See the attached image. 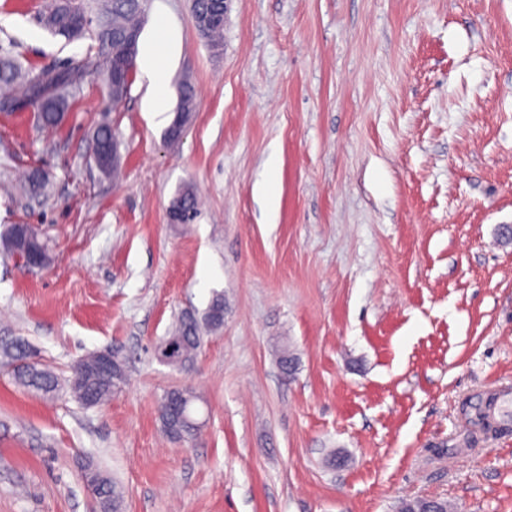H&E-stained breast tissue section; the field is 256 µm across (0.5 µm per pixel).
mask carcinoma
Segmentation results:
<instances>
[{"mask_svg":"<svg viewBox=\"0 0 512 512\" xmlns=\"http://www.w3.org/2000/svg\"><path fill=\"white\" fill-rule=\"evenodd\" d=\"M141 0H107L98 12L94 31L102 57L112 54L126 60L127 68L134 70L136 55H126L124 35L140 29ZM192 14L199 35L212 48L219 49L220 34L224 30V4L221 0H192ZM45 26L55 35L68 40L81 36L86 30L88 19L85 7L78 0H54L50 11L44 17ZM19 65L11 60H0V104L12 110L27 103H35L39 112L37 124L43 130L55 128L63 118L65 101L61 88L72 86L83 77L80 70L67 68L44 70L28 83L12 88L17 78ZM115 139L109 124L100 125L93 139L96 165L110 174L112 165V140ZM183 222L188 224L197 214V198L193 189L183 187L175 197ZM18 227L10 225L0 233V247L7 253L27 250L35 255L45 252L43 240H31L17 234ZM224 325V297L215 296L203 315H181L169 336L161 346L171 341L178 342V357L172 363L176 369H185L193 364L203 344L202 328L218 330ZM8 357L6 367L24 387L44 396L54 395L59 388V377L52 371L40 367L34 361L30 346L22 340H15L5 347ZM98 353H89L79 358L71 367L67 379L74 398L84 407L102 406L123 391L128 384V375L117 369L106 374L99 369ZM199 400L190 387H174L167 390L159 403L158 416L164 433L174 441L194 438L201 423L192 416L195 403ZM82 475L88 481L87 490L97 503L99 512H121L124 489L103 470L93 459H87L81 467Z\"/></svg>","mask_w":512,"mask_h":512,"instance_id":"cac0c4a2","label":"carcinoma"}]
</instances>
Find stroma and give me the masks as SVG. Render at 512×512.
<instances>
[{"mask_svg":"<svg viewBox=\"0 0 512 512\" xmlns=\"http://www.w3.org/2000/svg\"><path fill=\"white\" fill-rule=\"evenodd\" d=\"M51 3L0 0V59L23 74L97 55L45 28ZM169 27L170 108L196 93L181 140L139 70L117 105L85 74L49 132L35 105L0 110V228L34 225L51 254L0 255V339L62 378L112 349L129 375L86 409L0 371V512H97L89 455L122 512H512V424L476 419L512 385V0H226L217 51L190 0H144L140 44ZM103 123L114 176L90 156ZM186 185L197 217L169 223ZM217 294L224 325L193 365L161 363L177 316ZM179 385L203 427L175 443L156 407ZM82 478L88 481L87 490L97 503L99 512H120L124 489L93 459H87L81 467Z\"/></svg>","mask_w":512,"mask_h":512,"instance_id":"1","label":"stroma"}]
</instances>
